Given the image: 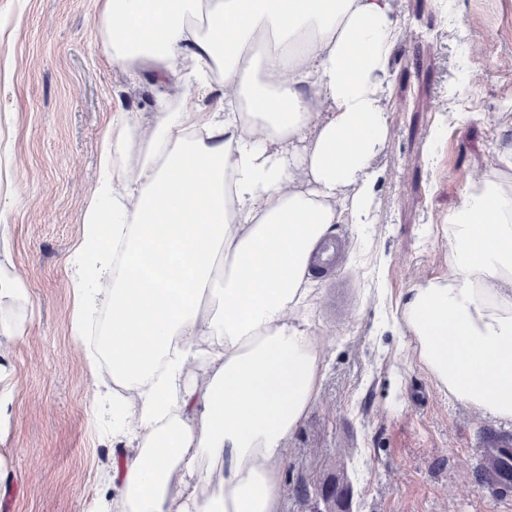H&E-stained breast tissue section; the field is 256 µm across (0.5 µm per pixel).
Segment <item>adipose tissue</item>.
Instances as JSON below:
<instances>
[{
	"label": "adipose tissue",
	"mask_w": 512,
	"mask_h": 512,
	"mask_svg": "<svg viewBox=\"0 0 512 512\" xmlns=\"http://www.w3.org/2000/svg\"><path fill=\"white\" fill-rule=\"evenodd\" d=\"M99 22L103 51L161 94L150 126L112 115L70 281L73 335L108 315L85 363L112 360L124 446L98 512H282L325 370L300 323L310 259L336 225L371 221L393 0H99ZM440 230L448 272L409 289L395 323L449 397L512 420L511 147ZM27 300L1 266L0 426L22 334L9 309Z\"/></svg>",
	"instance_id": "adipose-tissue-1"
}]
</instances>
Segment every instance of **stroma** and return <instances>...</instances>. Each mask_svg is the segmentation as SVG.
<instances>
[{"label": "stroma", "mask_w": 512, "mask_h": 512, "mask_svg": "<svg viewBox=\"0 0 512 512\" xmlns=\"http://www.w3.org/2000/svg\"><path fill=\"white\" fill-rule=\"evenodd\" d=\"M403 36L386 77L390 136L369 224H340L331 276L306 322L325 378L288 443L283 512H311L298 485L332 469L353 512H512L477 488L485 436L511 433L448 397L416 361L394 310L448 270L439 227L467 179L512 143V0H393ZM98 0H0V262L27 284L10 353L13 417L0 429V512H94L112 488V395L97 393L71 332V256L99 177L106 121L158 114L101 50Z\"/></svg>", "instance_id": "stroma-1"}]
</instances>
